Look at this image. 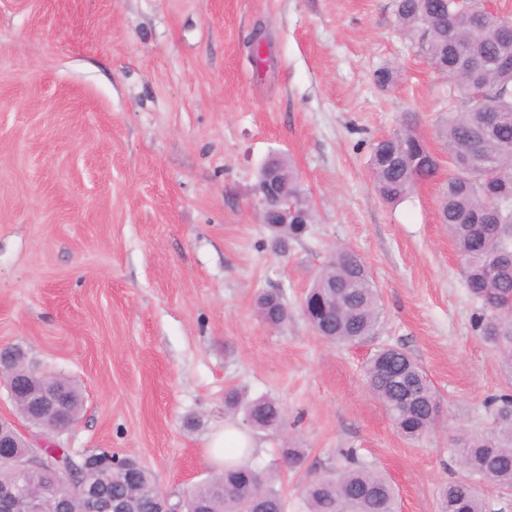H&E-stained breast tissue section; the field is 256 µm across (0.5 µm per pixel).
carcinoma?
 <instances>
[{
	"instance_id": "obj_1",
	"label": "carcinoma",
	"mask_w": 512,
	"mask_h": 512,
	"mask_svg": "<svg viewBox=\"0 0 512 512\" xmlns=\"http://www.w3.org/2000/svg\"><path fill=\"white\" fill-rule=\"evenodd\" d=\"M398 25L416 41L419 51L448 76V113L442 138L448 149V179L439 197L441 223L461 257L462 275L469 296L479 304L474 317L478 335L497 353L506 378L512 383V68L500 61L512 58V43L500 37L508 14L490 15L480 0H395ZM288 172L281 188L288 202L304 209L307 223L287 224L280 238L299 239L312 222V207L288 157L276 156ZM380 198L394 204L414 188L436 179L440 162L416 128L405 117L398 129L378 140L370 158ZM262 321L279 327L291 311L279 292H263L256 300ZM312 330L337 345H355L378 334L380 296L361 257L339 247L315 276L301 305ZM38 367L27 356L5 361L3 377H30ZM365 374L374 397L382 403L399 434L415 440L438 423L441 401L425 370L403 349L383 347L369 358ZM79 415V387L54 378ZM412 385L416 398L409 401L403 388ZM225 409L242 415L250 429L279 430L285 425L283 408L271 397L244 400L236 388L224 394ZM493 427L488 433L463 434L451 439L462 475L444 486L437 512H490L481 488L512 493V394L490 402ZM97 453L105 468L70 461L62 449L73 485L97 483L112 496L133 502L137 512H152L161 492L154 473L145 466L131 478L126 458L106 448ZM307 449L287 443L281 448L283 465L301 467ZM62 472L30 468L16 470L0 464V481L13 480L24 491L45 495L53 509ZM193 512H284L285 503L270 478L246 465L224 470L192 486L184 494ZM306 512H397V495L384 474L365 467L329 472L309 481L303 490Z\"/></svg>"
}]
</instances>
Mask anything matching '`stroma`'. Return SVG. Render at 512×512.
<instances>
[{
  "label": "stroma",
  "instance_id": "1",
  "mask_svg": "<svg viewBox=\"0 0 512 512\" xmlns=\"http://www.w3.org/2000/svg\"><path fill=\"white\" fill-rule=\"evenodd\" d=\"M449 107L393 0H0V347L81 388L55 445L136 456L176 494L217 473L206 448L236 388L285 409V429L253 432L250 458L278 472L285 512H304V484L349 449L391 478L399 512H436L459 475L451 437L486 431L487 398L512 384L472 328L438 213L447 170L392 205L369 163L406 114L447 161ZM275 153L314 208L307 234L279 246L255 190ZM339 245L382 308L378 335L353 347L296 312ZM273 290L293 310L277 328L255 307ZM384 345L441 398L419 440L366 386ZM289 439L308 453L297 471L280 463Z\"/></svg>",
  "mask_w": 512,
  "mask_h": 512
}]
</instances>
